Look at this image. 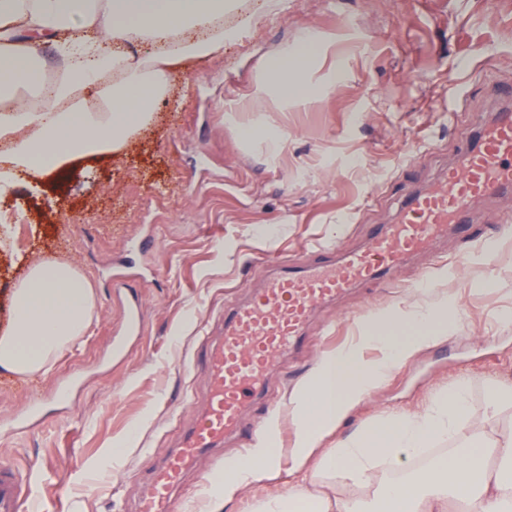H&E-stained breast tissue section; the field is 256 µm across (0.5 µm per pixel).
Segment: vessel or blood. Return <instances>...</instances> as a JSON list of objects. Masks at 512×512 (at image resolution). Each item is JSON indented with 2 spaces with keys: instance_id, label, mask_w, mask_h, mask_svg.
Instances as JSON below:
<instances>
[{
  "instance_id": "vessel-or-blood-1",
  "label": "vessel or blood",
  "mask_w": 512,
  "mask_h": 512,
  "mask_svg": "<svg viewBox=\"0 0 512 512\" xmlns=\"http://www.w3.org/2000/svg\"><path fill=\"white\" fill-rule=\"evenodd\" d=\"M476 128L474 142L430 189L411 194L395 223L346 251L330 245L315 257L275 256V272L224 310L217 338L201 361L204 405L178 447L152 470L138 512H176L174 491L202 453L243 431L245 409L266 391L270 373L305 341L316 313L359 283L389 281L405 259L427 253L439 237L462 232L478 200L512 191V90ZM12 464H0V512H46Z\"/></svg>"
}]
</instances>
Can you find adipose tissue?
<instances>
[{
	"instance_id": "adipose-tissue-1",
	"label": "adipose tissue",
	"mask_w": 512,
	"mask_h": 512,
	"mask_svg": "<svg viewBox=\"0 0 512 512\" xmlns=\"http://www.w3.org/2000/svg\"><path fill=\"white\" fill-rule=\"evenodd\" d=\"M234 6V0H0V141L12 146L9 162L0 165V194L10 192L17 169L58 176L76 160L120 152L151 125L154 104L182 61L223 53L224 14ZM38 40L52 45L58 61L48 82ZM328 41L321 34L304 39L294 55L279 53L256 95L272 89L286 100L308 99L313 89L296 71ZM12 307L11 325L0 333V371L45 375L61 350L79 342L94 295L74 264L42 260L13 289ZM447 333L442 298L369 321L361 344L381 351L378 362H365L361 345L325 357L290 399L298 430L292 456L301 465L316 459L314 473L270 497L260 512H288L299 500L315 512H449L463 497L474 512H512V430L488 436L464 389L436 397L420 412L390 415L336 447L319 445L389 371ZM464 427L470 431L464 450L435 458L409 479H393L406 460ZM273 455L262 439L248 458H228L201 490L209 512L264 476ZM346 486L367 494L344 496Z\"/></svg>"
}]
</instances>
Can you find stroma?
I'll use <instances>...</instances> for the list:
<instances>
[{"mask_svg":"<svg viewBox=\"0 0 512 512\" xmlns=\"http://www.w3.org/2000/svg\"><path fill=\"white\" fill-rule=\"evenodd\" d=\"M235 2L223 54L177 68L150 127L116 157L78 161L58 189L18 175L0 198L25 214L0 226V330L26 259L70 260L94 288L79 347L49 374L0 372V462L15 464L49 512H136L152 465L202 404L204 333L236 290L260 286L266 257L358 246L393 223L469 145L477 115L496 107L492 89L512 86V0ZM310 32L331 38L299 75L320 94L301 105L254 97L267 60ZM250 126L281 131V149L245 139ZM473 211L494 252L448 235L393 284H361L313 319L271 378L273 414L245 415L270 434L278 463L224 512H258L294 483L289 400L323 357L361 344L374 316L444 296L449 337L394 370L323 447L462 383L478 419L493 387L512 386V195ZM130 287L142 299L138 336L121 331ZM35 407L42 422L17 428Z\"/></svg>","mask_w":512,"mask_h":512,"instance_id":"35a3bbf8","label":"stroma"}]
</instances>
